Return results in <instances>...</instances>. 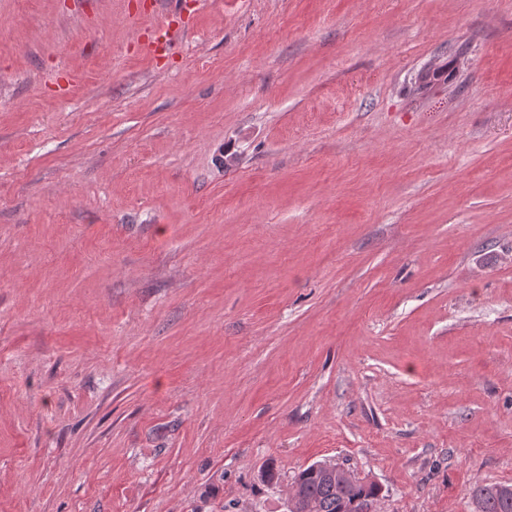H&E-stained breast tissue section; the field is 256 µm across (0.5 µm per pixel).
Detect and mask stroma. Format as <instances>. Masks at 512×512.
I'll return each instance as SVG.
<instances>
[{"label":"stroma","instance_id":"obj_1","mask_svg":"<svg viewBox=\"0 0 512 512\" xmlns=\"http://www.w3.org/2000/svg\"><path fill=\"white\" fill-rule=\"evenodd\" d=\"M322 461L512 484V0H0V512Z\"/></svg>","mask_w":512,"mask_h":512}]
</instances>
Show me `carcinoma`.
Instances as JSON below:
<instances>
[{
  "label": "carcinoma",
  "instance_id": "obj_1",
  "mask_svg": "<svg viewBox=\"0 0 512 512\" xmlns=\"http://www.w3.org/2000/svg\"><path fill=\"white\" fill-rule=\"evenodd\" d=\"M294 485L299 495L288 499V512H360L365 500L377 497L380 491L372 481L344 486L322 462L303 468ZM475 497L477 512H512L510 485L482 486Z\"/></svg>",
  "mask_w": 512,
  "mask_h": 512
}]
</instances>
